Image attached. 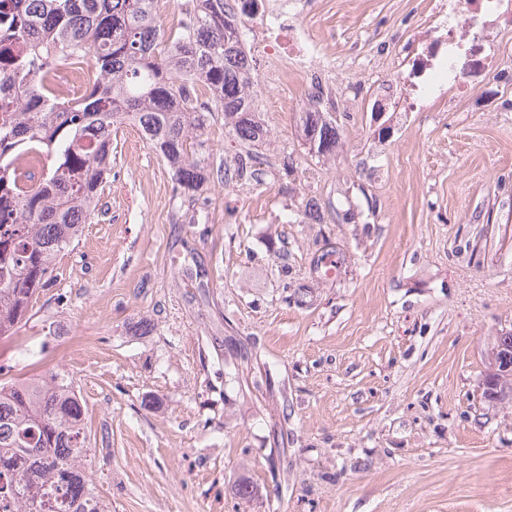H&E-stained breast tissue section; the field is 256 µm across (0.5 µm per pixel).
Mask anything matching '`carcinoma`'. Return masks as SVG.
I'll return each instance as SVG.
<instances>
[{
    "label": "carcinoma",
    "instance_id": "cac0c4a2",
    "mask_svg": "<svg viewBox=\"0 0 512 512\" xmlns=\"http://www.w3.org/2000/svg\"><path fill=\"white\" fill-rule=\"evenodd\" d=\"M156 3L0 0V338L98 217L113 129L137 127L193 202L213 108L239 139L264 136L232 0H187L186 22L170 35ZM89 57L97 77L85 91L53 94L54 73ZM302 132L318 153L336 149L324 113H305ZM91 454L87 409L65 378L0 382V502L10 512H106L82 469Z\"/></svg>",
    "mask_w": 512,
    "mask_h": 512
}]
</instances>
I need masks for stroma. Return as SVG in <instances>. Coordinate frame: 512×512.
<instances>
[{
    "label": "stroma",
    "instance_id": "obj_1",
    "mask_svg": "<svg viewBox=\"0 0 512 512\" xmlns=\"http://www.w3.org/2000/svg\"><path fill=\"white\" fill-rule=\"evenodd\" d=\"M294 2L322 53L298 67L242 13L265 134L211 114L207 207L113 132L0 379L72 383L107 512H512V400L482 395L512 329V13L461 27L493 55L465 97L376 112L443 0ZM318 87L329 155L301 130ZM242 158L261 182L217 176Z\"/></svg>",
    "mask_w": 512,
    "mask_h": 512
}]
</instances>
